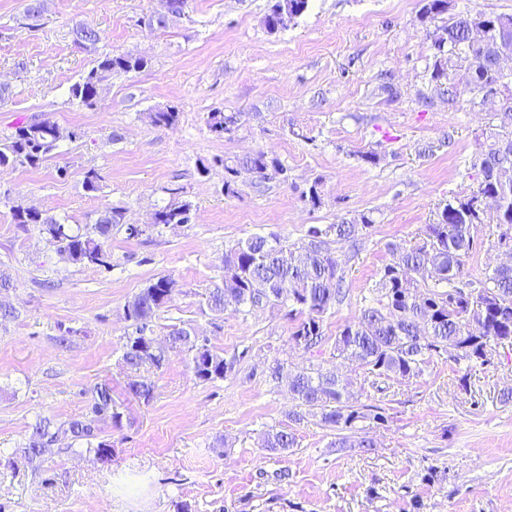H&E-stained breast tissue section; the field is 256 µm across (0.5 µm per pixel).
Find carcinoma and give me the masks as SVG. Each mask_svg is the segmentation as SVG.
I'll list each match as a JSON object with an SVG mask.
<instances>
[{
    "instance_id": "obj_1",
    "label": "carcinoma",
    "mask_w": 512,
    "mask_h": 512,
    "mask_svg": "<svg viewBox=\"0 0 512 512\" xmlns=\"http://www.w3.org/2000/svg\"><path fill=\"white\" fill-rule=\"evenodd\" d=\"M420 19L433 21L448 13L450 0H421ZM309 0H274L264 17L266 29L281 30L296 24L308 10ZM508 19L509 25L503 24ZM487 28V40H471L472 28ZM73 41L79 47L96 50L99 32L78 24ZM512 47V14L494 13L465 6L452 15L434 41L435 53L428 63L430 81L448 105L459 102L464 94L469 102L492 112L499 124L489 135L480 152L481 181L476 191L448 202L428 224L422 237L407 249H393L395 261L387 265L377 285L376 304L365 308L356 320L336 336L338 356L358 362L371 375L409 380L422 374L426 358L453 352L455 362L487 365L500 344L512 342V264L492 270L478 283L462 281L466 258L473 250L474 228L484 223V215L472 210L471 202L479 196L502 195L503 206L490 215L501 229L498 245L512 243V74L498 69V56L503 46ZM465 65L472 81L459 90L451 83L453 71ZM146 61L122 54H104L82 79L71 87V98L91 108L96 105L104 83L114 73H128L145 67ZM180 112L163 109L146 113L156 127H171L179 122ZM206 123L218 133L238 123V115L210 112ZM59 126L47 119L34 118L23 123L10 137L0 142V167H37L45 161L60 139ZM253 171L265 180L269 172L285 173L279 160L265 151L224 160V195L238 194L236 175ZM15 223L23 229L38 230L54 251L73 264L109 269L111 254L105 244L112 231L123 225L124 212L112 208L99 214L85 231L74 232L59 220L21 204L11 207ZM190 221V204L173 203L157 212L144 227L130 225L129 236L136 237L161 224H186ZM372 224L368 216L360 223L343 221L322 229L311 227L300 245L288 246L275 236H252L239 241L224 252V284L213 290L208 306L214 313L253 307H288V316L297 317L291 340L309 349L322 341L323 316L345 297L343 275L327 237L333 233L343 240L354 239L360 228ZM177 283L161 276L149 283L126 305L127 320L133 331L125 337L123 361L132 370L160 368L166 359L165 348L147 335L150 323L170 301ZM170 348H183L192 353V368L202 381L224 378L228 365L224 357L198 343V337L187 327L173 329ZM343 382L321 368L302 370L288 375V390L321 422L341 431L334 446L370 450L373 442L365 436L344 435L365 419L386 421L382 408L354 402ZM118 421L112 411V395L107 387H98L92 396L90 415L57 425L49 419L36 422L25 449L26 458L34 462L61 433L75 442L91 444L97 423L105 417ZM297 445L296 437L286 430H270L265 447L286 451Z\"/></svg>"
}]
</instances>
